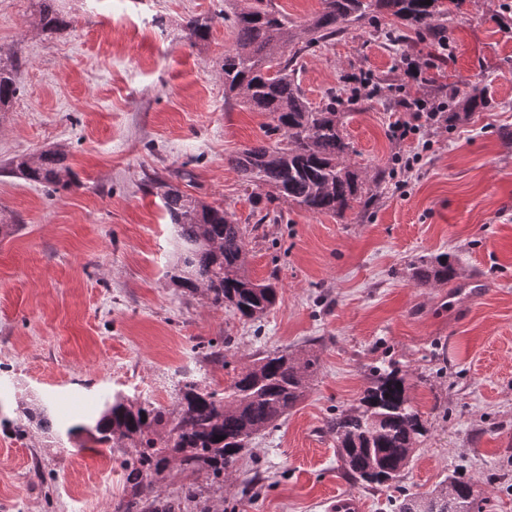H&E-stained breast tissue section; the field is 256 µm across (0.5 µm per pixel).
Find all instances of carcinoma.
Returning <instances> with one entry per match:
<instances>
[{
    "mask_svg": "<svg viewBox=\"0 0 512 512\" xmlns=\"http://www.w3.org/2000/svg\"><path fill=\"white\" fill-rule=\"evenodd\" d=\"M462 0H323L322 10L297 32L288 14L272 0H232L224 19L235 33L233 48L224 53V91L243 99L256 112L267 113L274 141L251 146L228 159L249 184L265 191L271 203L283 200L312 214L343 216L355 204H365L363 181L351 168L350 142L344 136L336 102L314 108L295 79L299 60L312 47L326 43L350 25L370 17L391 19L395 41L404 31L430 34L437 21L459 9ZM36 21L56 32L69 21L55 0H36ZM211 19L186 21L189 39L207 40ZM13 56L0 53V111L17 92ZM489 104L480 90L463 99L464 113ZM9 173L57 189L70 185L67 155L48 150L33 160L17 156ZM176 233L178 260L170 274L172 286L199 294L215 309L227 308L243 320L262 318L276 303L270 281L251 278L246 267L245 232L222 205L191 196L168 181H151ZM458 269L441 254L419 259L409 268L417 285H444ZM316 370L311 348L265 352L241 368L224 392L189 381L178 390L173 409L138 402L116 394L98 415L66 429L68 438L86 434L98 446L121 452L125 494L113 512H182L181 503H194L200 512L204 488H224V473L234 468L241 452L261 432L273 428L302 399L306 382ZM406 374L398 367L375 377L359 405L328 420L336 450L346 472L357 482L380 487L395 481L406 467L426 428L408 395ZM15 432L27 434L33 424L59 435L58 425L42 404L19 409ZM223 440L217 441L215 437ZM176 469L186 479L182 502L162 496L161 486ZM204 478L205 484L198 482ZM479 508L472 484L452 480L425 501L404 496L398 512H475Z\"/></svg>",
    "mask_w": 512,
    "mask_h": 512,
    "instance_id": "obj_1",
    "label": "carcinoma"
}]
</instances>
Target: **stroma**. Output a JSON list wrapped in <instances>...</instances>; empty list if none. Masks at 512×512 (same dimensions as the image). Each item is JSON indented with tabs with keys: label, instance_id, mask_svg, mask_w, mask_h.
I'll use <instances>...</instances> for the list:
<instances>
[{
	"label": "stroma",
	"instance_id": "1",
	"mask_svg": "<svg viewBox=\"0 0 512 512\" xmlns=\"http://www.w3.org/2000/svg\"><path fill=\"white\" fill-rule=\"evenodd\" d=\"M68 27L34 23L35 0H0V48L19 60L0 112V512H112L124 494L112 450L85 437H18L17 403L47 404L59 428L119 392L174 407L184 380L223 391L254 354L312 346L319 369L276 428L261 432L209 499V512H364L427 498L449 477L472 483L482 512H512V0H463L436 40L388 42L383 18L313 47L297 81L315 107L335 103L369 205L313 215L279 201L260 221L253 190L227 159L267 140L270 119L225 98L221 63L235 41L224 0H59ZM211 20L207 41L184 29ZM420 64L406 82V59ZM380 93L352 97L350 78ZM486 88L490 106L424 137L402 178L392 137L403 93ZM63 150L77 183L52 190L8 173L19 154ZM224 205L245 229L252 278L278 302L244 322L169 280L176 240L151 179ZM445 253L458 283L485 295L458 314L450 286L407 275ZM231 345L220 362L209 345ZM398 363L427 431L388 487L344 470L326 422L356 407L377 371Z\"/></svg>",
	"mask_w": 512,
	"mask_h": 512
}]
</instances>
